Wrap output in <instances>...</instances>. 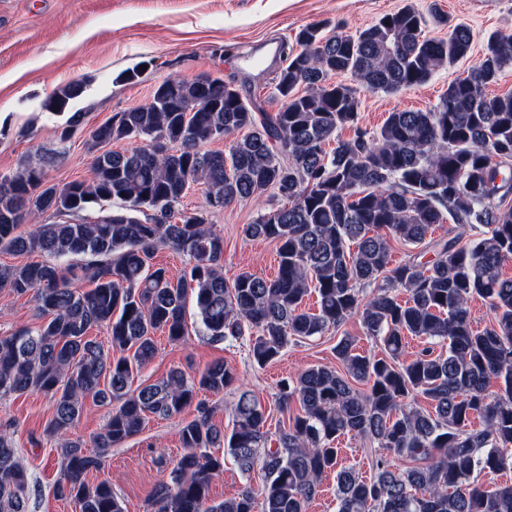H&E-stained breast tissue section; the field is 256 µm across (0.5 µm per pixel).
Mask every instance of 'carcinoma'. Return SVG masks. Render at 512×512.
I'll return each mask as SVG.
<instances>
[{
  "label": "carcinoma",
  "mask_w": 512,
  "mask_h": 512,
  "mask_svg": "<svg viewBox=\"0 0 512 512\" xmlns=\"http://www.w3.org/2000/svg\"><path fill=\"white\" fill-rule=\"evenodd\" d=\"M435 20L448 26L446 35L424 36L426 19L412 6L355 34L326 35L310 24L296 36L301 50H289L276 75L283 105L275 112L222 78L169 77L147 103L89 133V179L49 185L32 165L0 177V252L46 257L0 265V288L33 293L43 318L0 336V397H50L46 432L61 449L56 494L78 512H124L109 481L90 483L88 473L150 417L193 405L197 416L180 430L182 452L153 490V512H308L328 472L336 512H512V484L497 481L512 468V278L502 273L512 261V90L488 93L512 68V39L489 37L467 76L431 107L392 111L375 132L360 126V90L420 87L472 54L470 28ZM341 74L350 82L332 81ZM83 92L73 81L42 103L65 119V133L82 125L72 105ZM345 128L353 130L348 140L339 137ZM230 137L227 156L203 149ZM118 141L127 147L102 150ZM192 182L205 186L213 206L269 190L288 201L242 226L245 238L276 244L274 277L243 271L226 282L224 237L207 216L175 221ZM109 200L128 208L93 222H35ZM147 210L144 220L131 215ZM449 220L482 230L464 242L433 238ZM394 243L413 250L392 267ZM160 246L189 257L178 277L152 264ZM427 252L434 258L424 262ZM70 256L89 257L80 266L92 284L85 292L56 264ZM311 291L312 312L302 307ZM476 298L493 313L482 330L470 319ZM189 300L203 335L249 337L260 367L290 342L355 316L382 356L358 352L344 336L334 348L339 367L312 366L280 382L282 409L297 405L288 425L270 432L266 409L242 390L226 434L198 399L239 384L224 362L134 384L157 353L156 332L184 340ZM94 326L106 328L108 346L88 338ZM411 338L423 347L406 358ZM419 396L432 410L415 405ZM89 397L111 407L93 452L71 438ZM349 434L409 465L396 470L378 453L373 477L363 479L340 462L338 440ZM221 446L242 473L260 468L262 485L214 501L224 458L211 449ZM27 487L12 437L0 433V512H28Z\"/></svg>",
  "instance_id": "obj_1"
}]
</instances>
